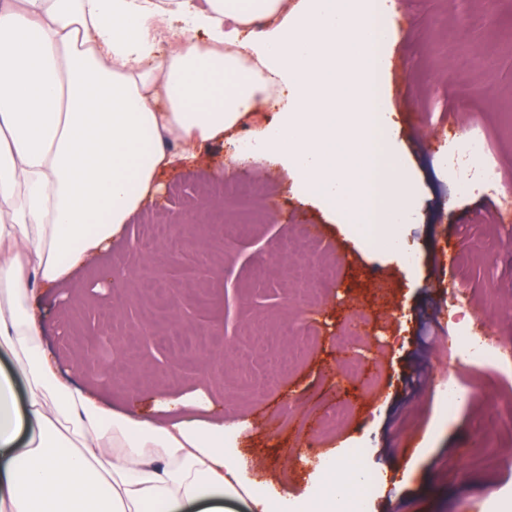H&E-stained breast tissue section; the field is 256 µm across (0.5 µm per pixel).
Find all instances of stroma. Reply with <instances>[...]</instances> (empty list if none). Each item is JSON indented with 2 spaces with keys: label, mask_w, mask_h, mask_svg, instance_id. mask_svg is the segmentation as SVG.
Masks as SVG:
<instances>
[{
  "label": "stroma",
  "mask_w": 512,
  "mask_h": 512,
  "mask_svg": "<svg viewBox=\"0 0 512 512\" xmlns=\"http://www.w3.org/2000/svg\"><path fill=\"white\" fill-rule=\"evenodd\" d=\"M383 86L395 112L390 149L410 175L402 243L418 261L368 245L333 203L305 198L268 154L227 177L223 144L162 176L161 189L110 248L65 284L37 287L39 322L62 363L143 419L158 401L199 400L196 416L238 427L236 449L257 490L304 503L319 458L350 463L364 445L381 484L367 512H512V381L446 354L448 286L472 295L485 333L512 337V215L460 190L442 162L458 136L480 134L512 191V0L500 24L483 0H398ZM266 182L267 198L238 185ZM178 224V236L148 228ZM196 242L181 247L182 238ZM184 271L156 284L163 256ZM108 322L111 343L98 328ZM357 359L362 371L347 377ZM470 394L439 420L436 382ZM267 380L261 391L247 379ZM340 425L322 429L339 407Z\"/></svg>",
  "instance_id": "1"
}]
</instances>
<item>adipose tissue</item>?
<instances>
[{
	"mask_svg": "<svg viewBox=\"0 0 512 512\" xmlns=\"http://www.w3.org/2000/svg\"><path fill=\"white\" fill-rule=\"evenodd\" d=\"M301 2L0 0V512H224L241 486L223 423L113 408L54 356L32 302L256 104L281 109L262 150L399 248L409 206L378 84L389 8Z\"/></svg>",
	"mask_w": 512,
	"mask_h": 512,
	"instance_id": "obj_1",
	"label": "adipose tissue"
}]
</instances>
